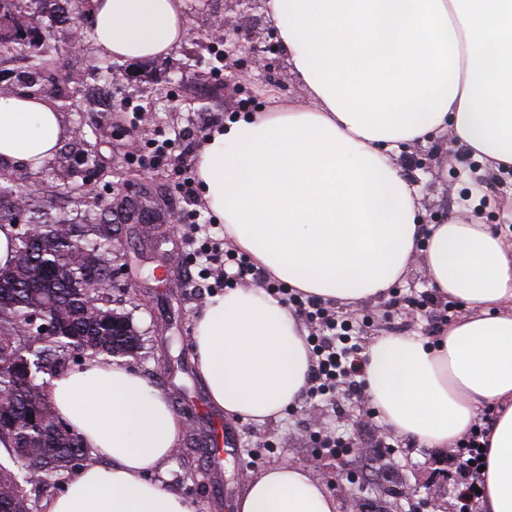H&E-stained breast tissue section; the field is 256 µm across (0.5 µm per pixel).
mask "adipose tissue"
I'll use <instances>...</instances> for the list:
<instances>
[{
    "instance_id": "adipose-tissue-1",
    "label": "adipose tissue",
    "mask_w": 512,
    "mask_h": 512,
    "mask_svg": "<svg viewBox=\"0 0 512 512\" xmlns=\"http://www.w3.org/2000/svg\"><path fill=\"white\" fill-rule=\"evenodd\" d=\"M95 45L126 61L187 39L183 0H93ZM307 100L282 99L209 131L202 201L224 241L269 277L327 305L380 301L414 262L469 316L435 340L385 334L367 346L366 394L396 434L430 448L494 419L479 512H512V242L474 218L424 224L402 147L451 131L488 170L512 167V0H264ZM68 131L40 98L0 96V159L52 158ZM307 330L277 298L242 285L195 321L197 369L225 416L262 424L305 390ZM58 416L96 459L45 512H191L153 481L183 423L166 396L101 357L51 383ZM237 512H338L312 470L245 475Z\"/></svg>"
}]
</instances>
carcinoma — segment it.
Wrapping results in <instances>:
<instances>
[{"label":"carcinoma","mask_w":512,"mask_h":512,"mask_svg":"<svg viewBox=\"0 0 512 512\" xmlns=\"http://www.w3.org/2000/svg\"><path fill=\"white\" fill-rule=\"evenodd\" d=\"M19 0H0V47L21 58L37 75L49 61L52 34L31 32L16 16ZM16 186L0 173V224L12 225L15 260L0 271V360L21 352L30 361L28 379L0 369V442L8 461L0 462V512H33L47 482L63 480L83 469L79 461L94 460L80 437L63 426L51 404L43 375H60L68 350L87 356H134L142 338L129 316L111 307L110 292L85 288L103 281L112 268V224L90 213L82 224L51 217L26 197V220L15 224L12 212ZM55 308L60 332L39 335V314ZM37 474L30 481L26 472Z\"/></svg>","instance_id":"carcinoma-1"}]
</instances>
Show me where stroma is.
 I'll return each instance as SVG.
<instances>
[{
  "mask_svg": "<svg viewBox=\"0 0 512 512\" xmlns=\"http://www.w3.org/2000/svg\"><path fill=\"white\" fill-rule=\"evenodd\" d=\"M18 9L26 25L55 34L54 61L40 83L44 99L61 105V120L71 135L39 169L5 162L0 171L13 175L22 191L54 213L83 210L80 189L95 186L112 220V265L126 269L114 281L112 306L130 316L143 339L140 352L123 363L166 395L198 439L193 449L175 451L157 480L193 512H228L227 500L238 499L245 487L244 474L256 475L285 461L312 469L335 495L339 512H448L460 478L454 450L391 434L390 450L375 453L371 433L390 432L380 417L371 416L362 390L350 394L340 389L332 400L300 397L284 417L263 424L234 421L229 439L239 450L237 459H213L209 438L219 431L224 411L212 405L197 371L193 336L197 315L217 293L203 287L198 256L206 238L223 240L224 230L214 226L200 199L179 198L175 184L180 174L195 176L205 135L227 115L261 110L272 89L285 99L306 95L283 50L275 46L274 27L262 4L242 11L233 0H184L185 43L163 58L116 62L115 78L105 85L96 70L105 56L91 39L96 22L91 0L83 6L86 21L78 30L61 16L40 11L34 0H20ZM224 16L239 29L241 56L261 52L267 60L243 86L223 60L225 42L214 38V22ZM103 88L112 97L106 111L98 107ZM175 136L184 139L177 166L136 161L145 144ZM401 165L406 180L421 192L423 223L472 216L512 241V171L488 172L450 135L406 147ZM186 207L199 210L202 221L212 224L210 234L185 224L159 245L144 233V225L171 223ZM156 246L167 253L169 271L146 281L140 270ZM410 299L423 301L422 310L410 312ZM465 314L458 303L441 301L417 267L382 301L335 311L337 320L352 322L353 336L364 345L395 331L432 339L449 320ZM164 324L177 328L181 338L167 354L160 340ZM170 356L181 358L184 366L174 380L164 369Z\"/></svg>",
  "mask_w": 512,
  "mask_h": 512,
  "instance_id": "stroma-1",
  "label": "stroma"
}]
</instances>
